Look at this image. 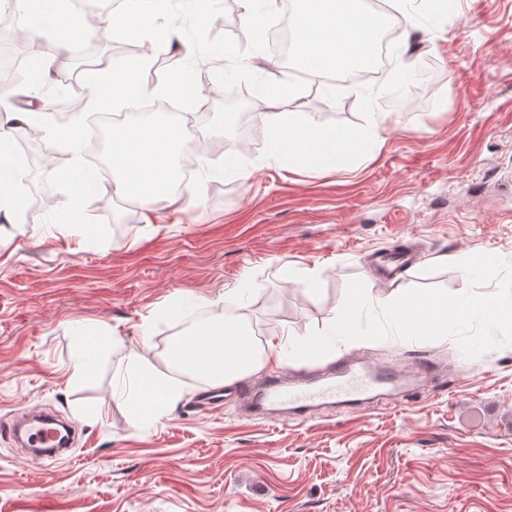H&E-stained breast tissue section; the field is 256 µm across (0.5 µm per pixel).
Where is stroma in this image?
<instances>
[{
	"mask_svg": "<svg viewBox=\"0 0 512 512\" xmlns=\"http://www.w3.org/2000/svg\"><path fill=\"white\" fill-rule=\"evenodd\" d=\"M417 28L407 53L422 72L397 100L398 58L361 85L313 86L286 61L276 76L301 95L318 126L361 129L371 114L388 122L379 140L340 165L299 169L267 157L254 113H221L186 124L197 157L196 193L180 192L151 216L130 200L99 192L86 206L106 221L103 244L47 224L60 191L36 184L68 164L69 150L45 133L16 149L24 210L0 234V422L29 409L69 420L77 441L55 463L29 457L0 438V512H512V344L469 359L454 337L416 342H338L325 357L270 362L300 375L352 357L367 365L434 360L441 373L420 398L378 400L344 415L325 407L309 420H251L225 401L200 411L208 382L167 360L194 315L242 310L258 342L302 338L327 328L349 283L364 282L374 305L396 288L468 290L445 257L490 254L512 260V0H411L393 13L392 33ZM93 50L69 67L73 80L121 58L103 27ZM29 79L6 106L38 112L31 85L47 79L27 35L7 33ZM413 244L418 262L396 278L369 279L366 258ZM316 270V284L300 282ZM249 291L234 295L239 282ZM170 302L171 311L155 316ZM151 319L150 333L141 324ZM106 333L86 377L71 376V328ZM150 344L155 367L182 384L162 415L137 414L128 392L133 351Z\"/></svg>",
	"mask_w": 512,
	"mask_h": 512,
	"instance_id": "stroma-1",
	"label": "stroma"
}]
</instances>
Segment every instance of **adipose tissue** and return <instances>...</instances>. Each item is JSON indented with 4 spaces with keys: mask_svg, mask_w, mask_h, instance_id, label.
Masks as SVG:
<instances>
[{
    "mask_svg": "<svg viewBox=\"0 0 512 512\" xmlns=\"http://www.w3.org/2000/svg\"><path fill=\"white\" fill-rule=\"evenodd\" d=\"M14 10L26 12L32 32L46 29L56 34L55 48L69 47L82 33L77 16L71 15L68 0H54L52 8L30 10V0H4ZM296 90L275 85L265 97V109L258 117L269 138L270 158L295 167H313L327 161H342L360 153L364 145L377 139L386 119L373 118L358 131L322 129L304 112ZM38 113L10 112L0 121V212L11 216L23 209L18 191L20 166L13 155L16 134L38 129ZM278 350L273 343L258 344L241 321L215 316L194 334L180 337L171 347L168 360L178 368L203 376L221 386L258 372ZM136 388L132 406L142 416L162 411V401L177 396V382L157 371L146 356L136 353Z\"/></svg>",
    "mask_w": 512,
    "mask_h": 512,
    "instance_id": "obj_1",
    "label": "adipose tissue"
}]
</instances>
